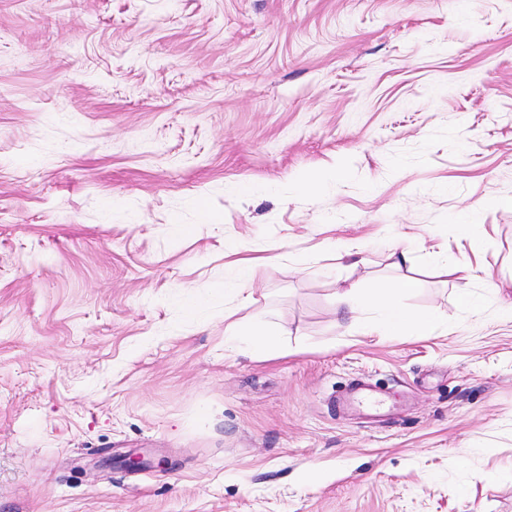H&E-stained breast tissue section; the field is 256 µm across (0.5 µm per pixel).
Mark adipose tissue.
Instances as JSON below:
<instances>
[{
    "label": "adipose tissue",
    "instance_id": "obj_1",
    "mask_svg": "<svg viewBox=\"0 0 512 512\" xmlns=\"http://www.w3.org/2000/svg\"><path fill=\"white\" fill-rule=\"evenodd\" d=\"M337 307L343 315L374 309L379 313L378 319L366 326L367 334L403 335L408 331L417 330L432 335L436 332L434 318L425 312L411 311L398 304L391 291L381 283L365 286L353 285L337 297Z\"/></svg>",
    "mask_w": 512,
    "mask_h": 512
}]
</instances>
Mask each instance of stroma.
Here are the masks:
<instances>
[{"mask_svg": "<svg viewBox=\"0 0 512 512\" xmlns=\"http://www.w3.org/2000/svg\"><path fill=\"white\" fill-rule=\"evenodd\" d=\"M0 512H512V0H0ZM337 307L343 315L353 317L358 312L376 309L378 319L366 325V333L404 335L409 330L433 335L435 319L426 312L410 311L398 304L381 283L365 286L355 284L337 297ZM226 335L233 336L235 341L246 345L254 353L261 352L264 349V336H267L262 328L239 324L229 326Z\"/></svg>", "mask_w": 512, "mask_h": 512, "instance_id": "stroma-1", "label": "stroma"}]
</instances>
